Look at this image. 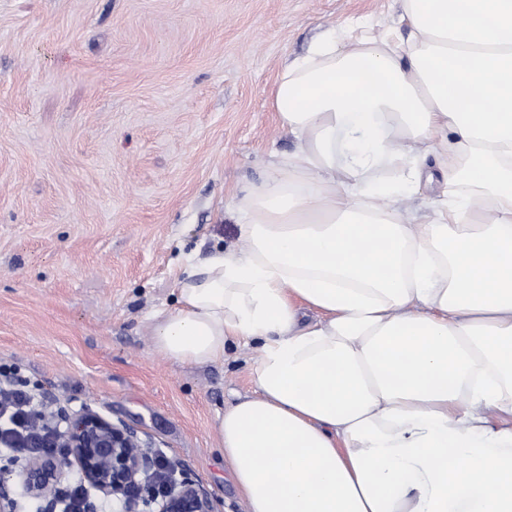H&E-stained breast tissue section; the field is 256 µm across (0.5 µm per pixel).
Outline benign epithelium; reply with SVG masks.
<instances>
[{"label":"benign epithelium","mask_w":512,"mask_h":512,"mask_svg":"<svg viewBox=\"0 0 512 512\" xmlns=\"http://www.w3.org/2000/svg\"><path fill=\"white\" fill-rule=\"evenodd\" d=\"M54 440L56 447L66 449L63 456L28 458L19 471L0 472V512H18L22 499L37 503V512H43V503L73 463L85 489L122 501V512H130L136 502L148 512H213L206 491L184 478L173 474L162 489L146 483L155 458L125 425L88 410L54 432Z\"/></svg>","instance_id":"1"}]
</instances>
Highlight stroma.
<instances>
[{
	"label": "stroma",
	"mask_w": 512,
	"mask_h": 512,
	"mask_svg": "<svg viewBox=\"0 0 512 512\" xmlns=\"http://www.w3.org/2000/svg\"><path fill=\"white\" fill-rule=\"evenodd\" d=\"M398 0H0V364L45 404L98 410L249 512L216 433L255 396L261 340L176 364L155 313L186 258L243 248L224 213L291 149L273 108L286 60Z\"/></svg>",
	"instance_id": "obj_1"
}]
</instances>
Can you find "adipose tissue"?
Segmentation results:
<instances>
[{"label":"adipose tissue","mask_w":512,"mask_h":512,"mask_svg":"<svg viewBox=\"0 0 512 512\" xmlns=\"http://www.w3.org/2000/svg\"><path fill=\"white\" fill-rule=\"evenodd\" d=\"M399 3L406 40L356 18L284 63L295 149L233 204L245 249L153 317L179 364L265 340L217 417L249 512H512V0ZM441 190L440 185L437 183V175L430 184H423L420 193L413 199L405 201L401 205L402 214L404 218L413 219L415 216H421L424 214L422 208V202L425 199L433 197Z\"/></svg>","instance_id":"adipose-tissue-1"}]
</instances>
